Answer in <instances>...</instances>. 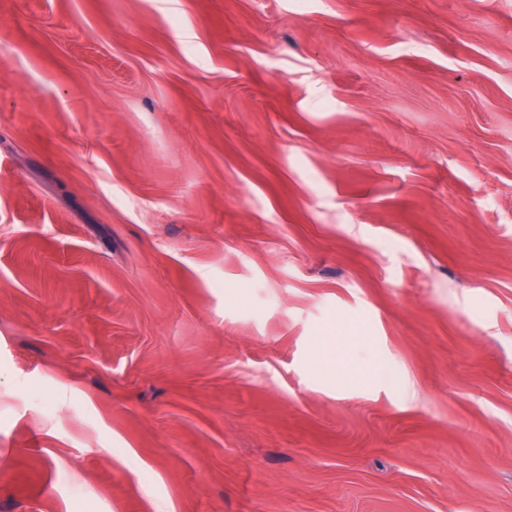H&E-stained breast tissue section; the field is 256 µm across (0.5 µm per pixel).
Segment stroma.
<instances>
[{"instance_id": "obj_1", "label": "stroma", "mask_w": 512, "mask_h": 512, "mask_svg": "<svg viewBox=\"0 0 512 512\" xmlns=\"http://www.w3.org/2000/svg\"><path fill=\"white\" fill-rule=\"evenodd\" d=\"M0 512H512V0H0Z\"/></svg>"}]
</instances>
